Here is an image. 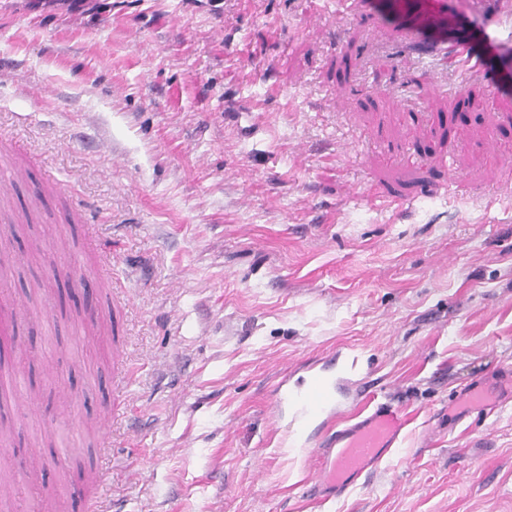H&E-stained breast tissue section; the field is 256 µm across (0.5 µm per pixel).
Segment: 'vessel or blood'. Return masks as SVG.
Here are the masks:
<instances>
[{"label": "vessel or blood", "instance_id": "1", "mask_svg": "<svg viewBox=\"0 0 512 512\" xmlns=\"http://www.w3.org/2000/svg\"><path fill=\"white\" fill-rule=\"evenodd\" d=\"M446 0H427L419 27L403 30V41L417 45L430 37L428 51L436 63L434 85L443 88L453 82L457 93L471 83L482 81L490 88L494 101L503 98L502 83L492 73L486 58L512 51V31H505L494 18L497 8L507 0H471L466 10L441 12ZM276 407H289L291 423L305 431L306 441L323 450L326 466L313 478L315 488L344 492L352 482L375 470L384 453L399 441L408 419L386 402L375 404L364 416L344 428H336L335 415L340 406L336 387L319 373L308 376L303 391L280 388Z\"/></svg>", "mask_w": 512, "mask_h": 512}]
</instances>
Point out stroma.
I'll list each match as a JSON object with an SVG mask.
<instances>
[{
	"label": "stroma",
	"instance_id": "stroma-1",
	"mask_svg": "<svg viewBox=\"0 0 512 512\" xmlns=\"http://www.w3.org/2000/svg\"><path fill=\"white\" fill-rule=\"evenodd\" d=\"M421 4L0 0V197L53 225L0 233L20 379L0 455L37 460L13 512L45 492L85 512L61 474L90 445L112 512H512V108L481 81L435 91L399 43ZM117 305L123 425L112 348L82 320ZM314 371L339 425L372 396L408 418L338 497L270 414ZM475 386L492 411L462 410Z\"/></svg>",
	"mask_w": 512,
	"mask_h": 512
}]
</instances>
